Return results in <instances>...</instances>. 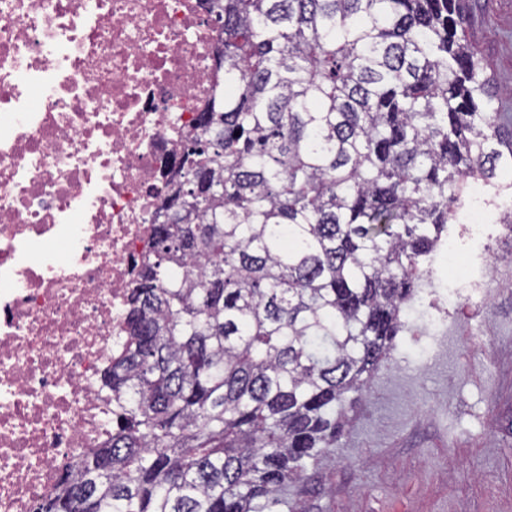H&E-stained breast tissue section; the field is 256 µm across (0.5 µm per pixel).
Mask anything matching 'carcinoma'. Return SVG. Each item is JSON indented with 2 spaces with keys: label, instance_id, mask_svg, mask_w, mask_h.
Segmentation results:
<instances>
[{
  "label": "carcinoma",
  "instance_id": "carcinoma-1",
  "mask_svg": "<svg viewBox=\"0 0 512 512\" xmlns=\"http://www.w3.org/2000/svg\"><path fill=\"white\" fill-rule=\"evenodd\" d=\"M224 88L180 152L111 440L36 512H279L341 453L470 183L512 186L465 0H221Z\"/></svg>",
  "mask_w": 512,
  "mask_h": 512
}]
</instances>
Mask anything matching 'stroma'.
Returning a JSON list of instances; mask_svg holds the SVG:
<instances>
[{"instance_id":"1","label":"stroma","mask_w":512,"mask_h":512,"mask_svg":"<svg viewBox=\"0 0 512 512\" xmlns=\"http://www.w3.org/2000/svg\"><path fill=\"white\" fill-rule=\"evenodd\" d=\"M467 36L512 87V0H469ZM482 302L436 340L409 323L353 414L346 449L282 512H512V231L487 229Z\"/></svg>"}]
</instances>
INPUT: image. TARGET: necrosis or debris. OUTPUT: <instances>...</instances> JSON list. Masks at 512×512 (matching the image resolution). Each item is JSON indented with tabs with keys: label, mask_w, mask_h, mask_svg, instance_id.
<instances>
[{
	"label": "necrosis or debris",
	"mask_w": 512,
	"mask_h": 512,
	"mask_svg": "<svg viewBox=\"0 0 512 512\" xmlns=\"http://www.w3.org/2000/svg\"><path fill=\"white\" fill-rule=\"evenodd\" d=\"M212 0H0V512H34L64 465L112 435L100 382L192 122L215 82ZM472 182L441 255L485 294L491 214Z\"/></svg>",
	"instance_id": "obj_1"
}]
</instances>
